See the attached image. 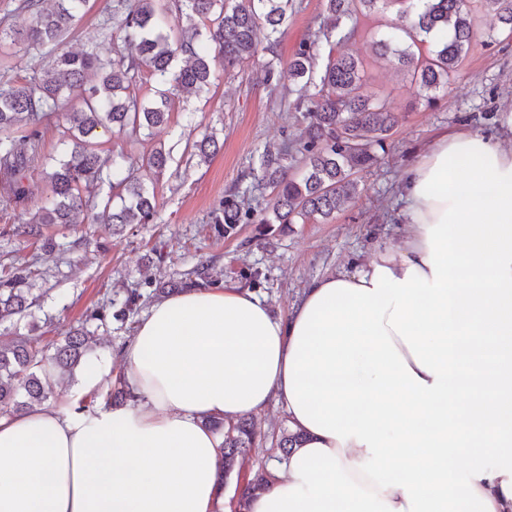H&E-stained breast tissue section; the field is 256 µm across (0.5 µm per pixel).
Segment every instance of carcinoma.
Returning <instances> with one entry per match:
<instances>
[{"instance_id": "1", "label": "carcinoma", "mask_w": 512, "mask_h": 512, "mask_svg": "<svg viewBox=\"0 0 512 512\" xmlns=\"http://www.w3.org/2000/svg\"><path fill=\"white\" fill-rule=\"evenodd\" d=\"M400 5L399 17L406 24L388 26L373 47L377 58L411 76L420 98L435 107L448 96L449 77L469 51L476 34L477 15L489 26L512 33V0H326L333 27L324 33L342 42L355 36L357 27L339 31L344 18L368 16L390 5ZM88 0H24L32 16L23 29L0 25V44L23 43L29 49L56 45L69 34L85 12ZM185 14L186 25L178 31L162 26L171 8ZM292 0H112V39L123 41L121 50L100 48L65 51L41 71L0 85V184L3 202L23 204L28 200L27 172L42 167L49 185L31 223L14 226L18 234L41 239V249L52 253L59 245L41 237L40 224H82L87 213L106 224H147L155 211L154 196L146 182L166 170L170 152L154 149L142 159L139 171L125 167V155L110 159L98 154V129L114 127L130 138L152 133L168 121L174 91L202 89L209 85L211 62H224L231 71L250 62L258 52V35L265 34L267 50L274 52L277 36L288 21ZM315 42L299 45L288 71L269 61L262 81L277 84L283 77L301 82L311 76ZM364 61L340 53L329 61L320 77L319 98L308 112L310 121L297 151L304 156L305 173L297 178L281 165L280 158L262 160L263 178L276 190L271 216L261 224H294L317 217L329 218L354 202L360 194L355 174L376 160L375 148L384 142L398 122L367 90L361 76ZM159 86L150 100H139L130 88L142 73ZM55 123L62 145L58 158L40 155L43 130ZM201 160L217 149L216 138L206 135L193 144ZM108 185L110 192L94 200L84 191L93 185ZM251 207L239 195L222 201L221 216L214 230L230 235L236 225L250 220ZM29 266H10L0 275V326L31 315L36 298L31 296ZM221 282L209 265L200 264L179 281H158L152 295L182 293L191 289L219 288ZM144 294L128 288L108 303L85 314L84 323L48 349L37 336H10L0 332V416L26 411L49 399L53 378L75 377L95 369L99 362L86 324L121 323L142 308ZM135 399L124 381L117 379L105 395V405L122 406ZM204 424L222 436L221 464L224 477L235 471L249 472L234 503L244 512L249 494L264 490L271 474L253 457L260 447L252 418L241 417L226 424L220 417H207ZM299 435L282 430L271 443L288 457Z\"/></svg>"}]
</instances>
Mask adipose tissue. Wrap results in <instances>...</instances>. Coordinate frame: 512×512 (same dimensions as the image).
Instances as JSON below:
<instances>
[{"instance_id":"ef3b65f1","label":"adipose tissue","mask_w":512,"mask_h":512,"mask_svg":"<svg viewBox=\"0 0 512 512\" xmlns=\"http://www.w3.org/2000/svg\"><path fill=\"white\" fill-rule=\"evenodd\" d=\"M449 129L402 185L405 231L287 316L253 292L154 302L134 403L0 416V512H224L204 417L282 405L300 439L247 512H512V114Z\"/></svg>"}]
</instances>
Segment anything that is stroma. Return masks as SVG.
I'll return each instance as SVG.
<instances>
[{
	"instance_id": "obj_1",
	"label": "stroma",
	"mask_w": 512,
	"mask_h": 512,
	"mask_svg": "<svg viewBox=\"0 0 512 512\" xmlns=\"http://www.w3.org/2000/svg\"><path fill=\"white\" fill-rule=\"evenodd\" d=\"M389 7L371 18H359L356 36L344 51L365 60L369 91L397 113L399 121L376 161L357 172L361 194L345 210L326 220L289 224L267 230L262 224H241L236 234L220 237L212 229L221 199L246 192L256 210L274 198L272 189L258 188L265 153L286 152L289 171L301 173L304 162L295 144L308 123L306 110L320 88L319 75L333 55L323 38L328 23L325 0H294L275 54L258 52L253 65L225 71L215 64L209 89L182 92L175 98L166 125L153 137L130 144L125 135L102 132V157L122 152L127 164L138 167L143 156L162 145L171 152L164 175L154 184L156 214L151 223L131 224L115 232L104 223L48 224L44 236L60 244L46 256L31 237L12 234L26 223L48 193L40 171L28 175L26 206L0 208V262H28L34 296L40 308L34 322H21L20 334L36 331L43 344L55 342L80 324L87 309L112 294L141 288L148 276L180 279L202 261L222 271L225 285L252 291L275 316L288 314L312 282L328 273L364 269L376 248L397 241L403 208L399 187L404 174L444 129L466 126L496 135L500 121L512 112V36L480 24L468 54L449 80L450 93L437 107H426L409 77L378 61L372 43L386 25L395 22ZM112 30V0H89L87 10L64 41L63 50L89 51ZM315 42L314 80L307 86L286 82L268 86L260 68L270 57L287 65L302 42ZM51 49H26L17 44L0 50V77L30 75L37 64L51 62ZM216 133L219 148L208 162L192 156L194 142ZM100 365L107 376L97 387L122 375L119 352L130 339L128 329L108 325L95 329Z\"/></svg>"
}]
</instances>
